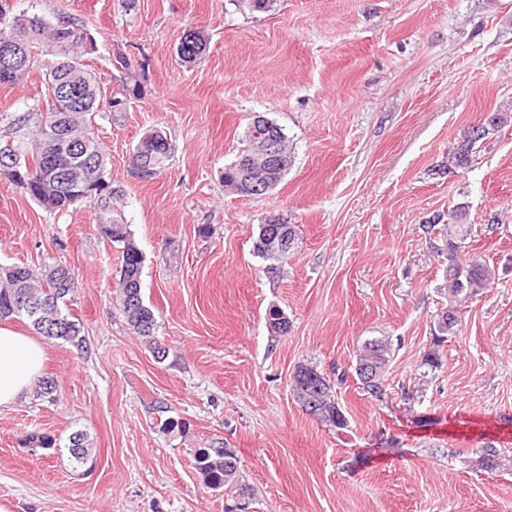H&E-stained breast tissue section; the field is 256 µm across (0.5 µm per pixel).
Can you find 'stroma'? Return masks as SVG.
Here are the masks:
<instances>
[{
  "instance_id": "35a3bbf8",
  "label": "stroma",
  "mask_w": 512,
  "mask_h": 512,
  "mask_svg": "<svg viewBox=\"0 0 512 512\" xmlns=\"http://www.w3.org/2000/svg\"><path fill=\"white\" fill-rule=\"evenodd\" d=\"M12 2L77 20L106 89L122 85L119 52L142 86L94 125L167 356L125 323L119 253L94 208L52 214L0 178V265L69 268L87 341L81 353L46 342L55 400L0 411V500L13 512H226L193 460L219 441L239 456L247 512H512V126L480 141L469 169L445 167L464 128L512 113V0H272L264 12L242 0ZM190 30L207 48L184 65ZM43 93L33 71L0 87V113ZM258 114L282 126L294 162L253 199L225 191L223 174ZM150 129L172 153L144 180L129 156ZM460 203L458 254L496 280L438 345ZM274 217L298 244L270 274L253 240ZM273 306L288 335L268 328ZM372 336L391 343L378 399L354 372ZM302 364L335 380L345 429L294 400ZM77 430L94 448L82 468L66 448ZM32 433L56 448L24 445ZM488 444L500 464L485 469L475 459Z\"/></svg>"
}]
</instances>
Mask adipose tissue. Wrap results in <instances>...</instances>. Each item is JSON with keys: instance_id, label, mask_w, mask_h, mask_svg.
Wrapping results in <instances>:
<instances>
[{"instance_id": "ef3b65f1", "label": "adipose tissue", "mask_w": 512, "mask_h": 512, "mask_svg": "<svg viewBox=\"0 0 512 512\" xmlns=\"http://www.w3.org/2000/svg\"><path fill=\"white\" fill-rule=\"evenodd\" d=\"M47 360L39 339L0 326V409L11 408L30 393Z\"/></svg>"}]
</instances>
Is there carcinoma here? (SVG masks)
Returning a JSON list of instances; mask_svg holds the SVG:
<instances>
[{
	"mask_svg": "<svg viewBox=\"0 0 512 512\" xmlns=\"http://www.w3.org/2000/svg\"><path fill=\"white\" fill-rule=\"evenodd\" d=\"M80 29L82 25L74 19L60 20L53 24L36 14L15 15L9 0H0V38L12 35L30 43L34 51L31 66L27 68L0 67V85H14L38 66L43 69L45 86L41 103L8 117L7 133L0 137V154L7 152L13 155L18 167L25 170L29 178L17 182L1 169L0 177L12 182L51 213L67 212L83 202L94 203L102 222L109 225L108 238L119 245L121 253L118 301L122 316L154 356L163 360L166 349L160 347L157 338L158 321L142 296L143 254L123 212L112 206L115 191L109 188L101 196L76 199L71 195L64 177L49 167L43 156V143L66 136L81 145L79 154L68 156L69 163L78 165L83 158H92L96 164L88 170L89 179H107L106 153L92 131V119L102 112H117V101L126 102L128 98L137 97L141 93L139 81L131 73L125 78L121 89L112 93V101L108 103L102 104L92 99L87 107L78 110L72 107L69 99L56 93V85L66 79L77 86L101 87L100 79L83 62V54L74 50L72 34ZM48 55L51 60L47 62L45 57ZM34 113L39 114L40 118L32 126L30 117ZM479 125L482 131L480 137H472V128L469 127L464 130L456 145L448 149V173L454 174L467 168L476 144L489 131L511 126L512 114L493 113L479 122ZM269 130L275 133L277 151L282 159V164L275 167L264 166L259 155V151L265 149L263 138ZM243 144L238 157L224 167V188L241 196L259 198L261 194L254 187H260L268 181L275 187L288 174L292 164L288 136L280 125L268 118L265 125L258 129H246ZM170 154L171 148L166 138L157 134L152 145L138 157L139 165L150 170L146 179L150 180L160 172ZM253 251L269 262L267 271L272 274L278 270L277 263L288 255V251L271 244L268 228L263 224L258 225ZM62 271V265L47 266L37 272L25 266H1L0 319H25L44 338L82 351L86 344L82 323L68 311L75 281L71 275L62 278ZM446 279L447 305L438 311L434 324L438 343L461 331L466 303L493 287L495 272L476 258L460 260L457 243L450 240ZM282 316L283 312L274 306L266 313V323L277 336L287 335L290 329L289 321L282 319ZM389 354L390 344L383 336L367 338L360 346L355 375L361 389L372 397L382 395ZM310 371V367L303 365L296 370L292 386L294 399L314 419L339 430L346 428L347 419L336 402L334 383L321 373L312 377ZM24 443L31 448L47 449L56 447L57 439L47 433L30 434L24 438ZM68 450L74 462L86 464L92 454L88 435L82 431L71 433L68 437ZM194 465L209 487H226L238 492L241 502L236 504L235 509L245 512L247 505L244 499L250 496V489L239 480V458L235 449L220 444L199 448L194 453Z\"/></svg>",
	"mask_w": 512,
	"mask_h": 512,
	"instance_id": "1",
	"label": "carcinoma"
}]
</instances>
